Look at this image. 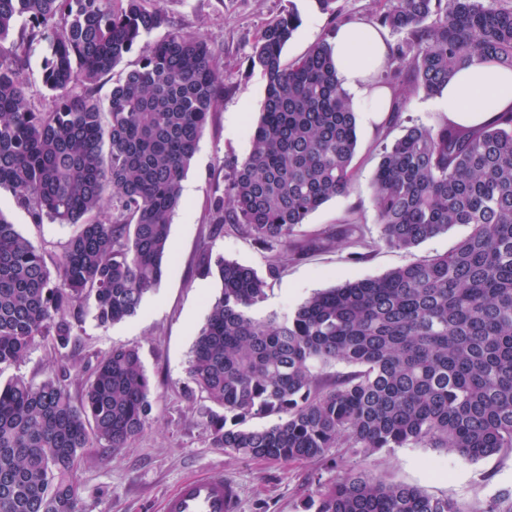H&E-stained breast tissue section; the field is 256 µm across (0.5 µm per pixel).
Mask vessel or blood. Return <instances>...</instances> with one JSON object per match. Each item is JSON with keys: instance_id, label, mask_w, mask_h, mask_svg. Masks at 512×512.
Listing matches in <instances>:
<instances>
[{"instance_id": "vessel-or-blood-1", "label": "vessel or blood", "mask_w": 512, "mask_h": 512, "mask_svg": "<svg viewBox=\"0 0 512 512\" xmlns=\"http://www.w3.org/2000/svg\"><path fill=\"white\" fill-rule=\"evenodd\" d=\"M164 512H238V495L231 483L213 475L182 482L164 504Z\"/></svg>"}]
</instances>
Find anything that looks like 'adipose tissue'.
<instances>
[{
  "label": "adipose tissue",
  "instance_id": "adipose-tissue-1",
  "mask_svg": "<svg viewBox=\"0 0 512 512\" xmlns=\"http://www.w3.org/2000/svg\"><path fill=\"white\" fill-rule=\"evenodd\" d=\"M331 43L338 78L352 95L357 110L389 111V91L373 86L371 81L390 54L386 34L366 22L353 21L339 28ZM435 108L447 113L449 121L460 125L480 126L491 122L498 113L512 110V69L484 61L459 71Z\"/></svg>",
  "mask_w": 512,
  "mask_h": 512
}]
</instances>
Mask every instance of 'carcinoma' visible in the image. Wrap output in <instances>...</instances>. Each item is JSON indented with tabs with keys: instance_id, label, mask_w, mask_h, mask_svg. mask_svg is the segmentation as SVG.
<instances>
[{
	"instance_id": "1",
	"label": "carcinoma",
	"mask_w": 512,
	"mask_h": 512,
	"mask_svg": "<svg viewBox=\"0 0 512 512\" xmlns=\"http://www.w3.org/2000/svg\"><path fill=\"white\" fill-rule=\"evenodd\" d=\"M379 3L372 24L405 34L388 64L406 65L428 95L476 61L512 68V7ZM299 24L289 9L252 47L248 62L266 77L252 150L228 164L210 207V223L295 255L306 250L297 228L348 192L357 148L330 38L282 63ZM160 28L167 34L148 41ZM42 43L52 104L39 108L26 71ZM135 49V68L113 75ZM223 97L219 53L176 27L157 0H0V189L35 224L79 226L51 269L0 214V367L22 361L38 338L75 355L86 310L106 327L137 314L159 288L182 181ZM372 188L390 247L411 250L455 224L471 232L445 255L318 292L284 320L254 314L267 279L284 268L280 254L263 274L200 256L221 292L188 378L212 404L213 447L288 463L342 448H451L470 461L512 451V112L479 127L405 129L385 146ZM108 207L112 218L100 219ZM336 362L351 371L319 372ZM151 389L135 347L102 356L77 402L54 379L0 381V512H78L86 450L129 447L153 422ZM258 418L273 423L251 426ZM306 509L469 512L363 473L319 490ZM480 512H512V490Z\"/></svg>"
}]
</instances>
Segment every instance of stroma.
<instances>
[{
	"label": "stroma",
	"mask_w": 512,
	"mask_h": 512,
	"mask_svg": "<svg viewBox=\"0 0 512 512\" xmlns=\"http://www.w3.org/2000/svg\"><path fill=\"white\" fill-rule=\"evenodd\" d=\"M161 7L183 31L201 35L220 52L226 90L200 138L182 182V203L171 221L169 252L159 288L138 313L101 327L86 318L77 357L56 354L41 341L17 365L0 368V379L15 376L39 383L65 378L72 395H80L90 368L112 348L137 347L152 381L155 423L129 448L111 453L91 448L79 470L82 512H161L162 501L184 480L211 474L237 487L240 512H304L318 489L350 472L413 485L427 494L456 500L480 512L497 490L512 489V454L501 452L471 462L444 448L406 446L368 454L347 453L343 462L282 463L231 455L212 447L204 425L207 400L187 389L192 343L204 325L208 304L220 292L216 277L203 275V250L264 271L269 253L232 228L214 230L211 200L224 185L226 162L244 159L252 147L253 126L265 95L261 70L246 58L266 24L283 10L295 9L301 23L283 50L284 63L305 55L324 39L333 23L369 20L378 0H336L337 16L318 9L315 0H161ZM405 104L396 112L357 115L358 143L347 194L326 202L308 216L296 233L305 243L328 234L335 245L288 255L280 277L268 280L266 299L256 316H288L315 292L348 281L376 278L414 260L451 251L470 228L457 224L411 250L391 248L379 240L372 179L382 148L406 127L437 125L435 97L401 84ZM0 213L55 265L76 226L33 223L10 192L0 190Z\"/></svg>",
	"instance_id": "stroma-1"
}]
</instances>
